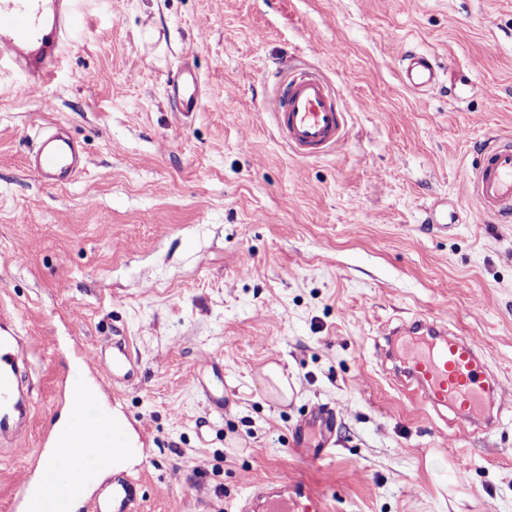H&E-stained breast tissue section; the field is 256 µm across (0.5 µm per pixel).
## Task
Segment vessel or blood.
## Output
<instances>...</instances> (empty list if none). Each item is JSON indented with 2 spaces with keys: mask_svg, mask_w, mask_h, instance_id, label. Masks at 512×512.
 <instances>
[{
  "mask_svg": "<svg viewBox=\"0 0 512 512\" xmlns=\"http://www.w3.org/2000/svg\"><path fill=\"white\" fill-rule=\"evenodd\" d=\"M75 0H0V61L24 73L23 82L7 86L10 95H24L50 81L55 61L66 38L75 30ZM402 82L411 89L435 86L439 67L428 53L413 51L404 58ZM201 80L191 70L173 82L177 111H198ZM273 115L281 138L297 155L316 157L330 152L345 136L346 122L333 89L318 74L292 70L285 91L273 102ZM480 158L468 182L477 202L478 217L512 222V138L496 137L479 149ZM28 168L48 185L73 183L84 169L80 144L69 134L43 135ZM389 353L401 364L399 382L410 395L434 410L447 412L484 432L500 420L489 411L493 383L477 346L452 332L447 323L426 316L398 326L389 333ZM97 374L116 380L130 372L125 347L98 353ZM28 339L18 325L0 315V446L22 449L29 418L28 392L21 368L28 364ZM70 419L65 429H50L46 443L54 454L37 478L25 481L12 512H73L76 499L92 488L88 512H137L138 485L128 477H108L110 460L100 462L88 475L77 448H121L124 436L112 427L108 407L89 391L73 389L66 396ZM99 431L87 436L86 420ZM334 419L328 410L311 415L293 431V443L316 459L328 453ZM320 503L303 482L285 480L254 486L234 512H318Z\"/></svg>",
  "mask_w": 512,
  "mask_h": 512,
  "instance_id": "b4317fda",
  "label": "vessel or blood"
}]
</instances>
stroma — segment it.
<instances>
[{
  "label": "stroma",
  "mask_w": 512,
  "mask_h": 512,
  "mask_svg": "<svg viewBox=\"0 0 512 512\" xmlns=\"http://www.w3.org/2000/svg\"><path fill=\"white\" fill-rule=\"evenodd\" d=\"M86 25L51 82L0 94V309L30 336L34 413L0 455L8 512L61 381L126 344L139 377L116 399L143 448L140 512H225L252 484L309 485L323 512H512V223H474L479 146L512 135V0H80ZM435 55L422 96L406 52ZM337 88L346 136L295 155L269 104L286 65ZM203 78L201 111L170 81ZM95 73V82L84 79ZM65 126L86 164L63 188L26 159ZM440 203L442 229L428 224ZM424 314L473 341L499 427L448 423L406 397L380 343ZM221 359V373L209 362ZM278 364L288 403L262 385ZM200 371L224 392L210 408ZM325 408L332 453L292 428ZM200 77L191 70L181 72L173 81L176 112H197L201 104Z\"/></svg>",
  "instance_id": "1"
}]
</instances>
